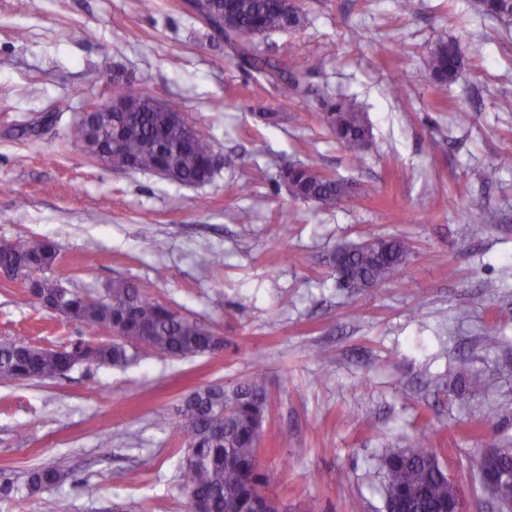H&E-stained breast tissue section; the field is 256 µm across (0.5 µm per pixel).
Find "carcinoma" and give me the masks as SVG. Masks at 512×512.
Returning <instances> with one entry per match:
<instances>
[{"mask_svg": "<svg viewBox=\"0 0 512 512\" xmlns=\"http://www.w3.org/2000/svg\"><path fill=\"white\" fill-rule=\"evenodd\" d=\"M477 6L505 25L512 23V0H477ZM226 10L239 34L224 35V42L234 50L239 63L276 81L283 98L295 95L299 80L256 54L250 36L299 28L304 22L299 6L294 0H206L197 4L195 13L212 29L211 15ZM462 65L460 47L454 41H440L430 52V74L438 84L454 82ZM178 111L176 102L160 106L142 94L133 111L119 113L124 135L117 148H112V121L94 113L68 127L67 141L80 148L91 139L96 141L111 154L108 163L117 170L162 171L170 181L201 185L213 177L207 163L211 127L178 120ZM321 118L353 156H359L368 145L370 127L353 102L328 100L323 103ZM279 178L294 199L326 208L335 207L351 193L348 183L313 164L289 163L280 169ZM408 251V243L399 238H384L378 246L366 242L343 245L336 250L337 279L350 291L363 292L393 279ZM58 256V245L47 237L0 244V267H9L19 275L51 270ZM54 305L68 319L114 333L111 341L89 347L90 365L119 367L129 363L133 355L126 337L137 338L140 345L166 358L210 356L224 350L212 325L173 311L126 279L110 281L97 298L62 288L54 297ZM68 367L63 348L40 354L28 351V343L22 340L0 342L1 379H52ZM198 397L197 405L178 410L172 423L185 445V455L191 457L180 470L183 490L204 499L207 512H263L267 478L258 455V429L267 409L263 373L258 371L230 389L200 387ZM378 469L384 502L397 508L408 503L411 512H439L448 504V473L425 442L386 451L378 459ZM64 478L56 468L36 469L29 476L28 487L32 491L50 489Z\"/></svg>", "mask_w": 512, "mask_h": 512, "instance_id": "cac0c4a2", "label": "carcinoma"}]
</instances>
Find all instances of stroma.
<instances>
[{"instance_id": "obj_1", "label": "stroma", "mask_w": 512, "mask_h": 512, "mask_svg": "<svg viewBox=\"0 0 512 512\" xmlns=\"http://www.w3.org/2000/svg\"><path fill=\"white\" fill-rule=\"evenodd\" d=\"M298 2L302 27L251 39L300 78L285 100L185 0H0V242L52 238L66 287L95 296L135 281L225 342L214 356L143 348L123 367L0 379V512H55L61 498L70 512H191L176 411L198 386L258 370L260 467L290 512H384L377 459L419 438L481 512H498L480 464L512 448V27L476 0ZM441 39L464 57L446 87L428 75ZM119 87L210 125L224 159L210 182L119 171L66 144L79 114ZM336 95L371 128L360 157L321 124V98ZM286 162L353 193L332 209L295 200L277 177ZM381 237L411 247L397 276L362 295L339 287L337 247ZM208 251L220 271L200 264ZM15 338L61 348L109 336L0 278V341ZM462 364L485 385L463 387ZM36 467L68 478L28 491Z\"/></svg>"}]
</instances>
